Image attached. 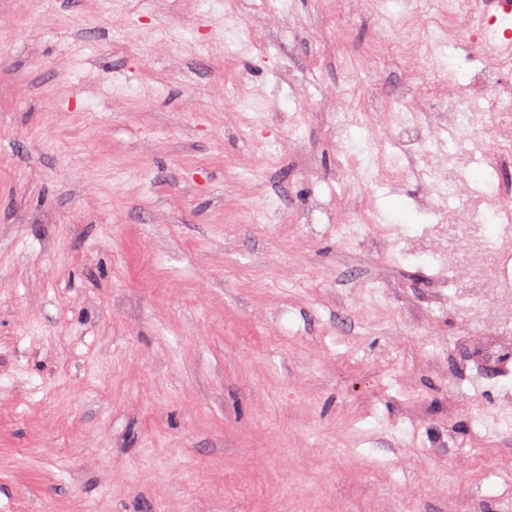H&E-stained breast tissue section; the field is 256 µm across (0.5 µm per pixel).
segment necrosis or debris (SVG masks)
<instances>
[{
    "mask_svg": "<svg viewBox=\"0 0 512 512\" xmlns=\"http://www.w3.org/2000/svg\"><path fill=\"white\" fill-rule=\"evenodd\" d=\"M378 19L379 48L395 49L408 69H441L439 58L424 51L420 29L385 9ZM454 71L435 97L418 94L420 106L410 120L376 112L372 123L383 152L398 154L392 180L421 183L439 218L431 227L438 237L431 253L439 262V286L469 284L492 295L497 309L512 312V202L472 190L460 176L470 164L496 169L512 158V54L488 65L475 55L460 57ZM482 130L487 138H479ZM450 135L459 141L448 154L441 144ZM490 221L497 225L492 234L486 230Z\"/></svg>",
    "mask_w": 512,
    "mask_h": 512,
    "instance_id": "necrosis-or-debris-1",
    "label": "necrosis or debris"
}]
</instances>
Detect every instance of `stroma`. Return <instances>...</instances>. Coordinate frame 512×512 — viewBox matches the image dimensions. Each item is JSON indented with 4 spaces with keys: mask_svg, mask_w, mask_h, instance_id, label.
Instances as JSON below:
<instances>
[{
    "mask_svg": "<svg viewBox=\"0 0 512 512\" xmlns=\"http://www.w3.org/2000/svg\"><path fill=\"white\" fill-rule=\"evenodd\" d=\"M204 8L0 0V512H496L494 326L425 255L336 231L355 205L411 244L434 222L415 185L338 174L376 151L326 114L375 17L294 0L228 60ZM436 81L384 55L344 109Z\"/></svg>",
    "mask_w": 512,
    "mask_h": 512,
    "instance_id": "35a3bbf8",
    "label": "stroma"
}]
</instances>
